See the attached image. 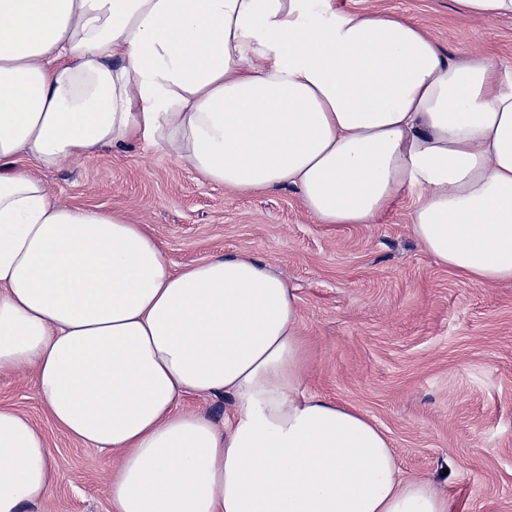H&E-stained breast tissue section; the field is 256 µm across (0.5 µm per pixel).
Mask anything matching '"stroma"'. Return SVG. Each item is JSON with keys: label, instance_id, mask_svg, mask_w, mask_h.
<instances>
[{"label": "stroma", "instance_id": "stroma-1", "mask_svg": "<svg viewBox=\"0 0 512 512\" xmlns=\"http://www.w3.org/2000/svg\"><path fill=\"white\" fill-rule=\"evenodd\" d=\"M399 15L450 56L493 54L512 76V16L482 21L454 0H336ZM58 201L127 215L175 267L245 254L296 288L307 392L373 419L404 474L448 495L449 512H512V282L469 283L416 240L411 194L374 224H321L290 188L204 183L147 141L41 171ZM0 407L30 419L59 478L38 512H113L117 458L49 417L31 372L0 374Z\"/></svg>", "mask_w": 512, "mask_h": 512}]
</instances>
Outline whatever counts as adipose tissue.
<instances>
[{
  "instance_id": "obj_1",
  "label": "adipose tissue",
  "mask_w": 512,
  "mask_h": 512,
  "mask_svg": "<svg viewBox=\"0 0 512 512\" xmlns=\"http://www.w3.org/2000/svg\"><path fill=\"white\" fill-rule=\"evenodd\" d=\"M142 139L205 181L291 187L322 224L403 193L426 252L512 281V83L412 22L333 0H0V373L119 453L115 512H448L355 408L302 390L298 298L267 265L173 268L141 225L52 198L38 170ZM30 167L18 169L17 160ZM232 398L223 426L182 409ZM58 477L0 408V512Z\"/></svg>"
}]
</instances>
